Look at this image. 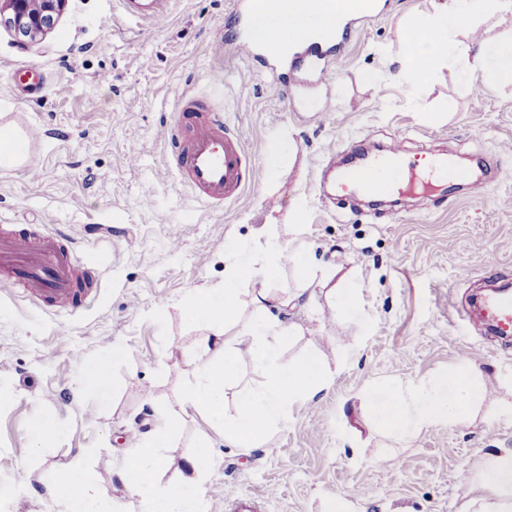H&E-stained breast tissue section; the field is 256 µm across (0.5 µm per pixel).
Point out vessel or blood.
Returning a JSON list of instances; mask_svg holds the SVG:
<instances>
[{
  "label": "vessel or blood",
  "mask_w": 512,
  "mask_h": 512,
  "mask_svg": "<svg viewBox=\"0 0 512 512\" xmlns=\"http://www.w3.org/2000/svg\"><path fill=\"white\" fill-rule=\"evenodd\" d=\"M168 2L117 0L122 15L138 23L158 18ZM274 4L275 0H237L236 26L224 29L218 39L219 51L229 50L252 65H263L269 49L248 37L245 26L250 18ZM279 39L287 47L292 69L312 71L339 61L349 35L342 29L319 38H298L284 31ZM161 137L168 170L197 200L209 206L236 201L256 180L258 167L246 148L243 131L228 127L222 113L204 108L194 97L180 99L173 119L162 124ZM429 169V175H422L417 164L406 162L402 145L396 144L384 154L342 173L339 191L382 197L402 188L425 190L432 182L451 183L463 177L445 156L431 159ZM1 267L9 269L24 292L58 309L77 310L91 297L90 289L78 285L71 249L63 235L29 232L0 235ZM476 316L497 335L511 338L512 292L490 287L478 305Z\"/></svg>",
  "instance_id": "1"
}]
</instances>
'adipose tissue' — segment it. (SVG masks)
I'll return each instance as SVG.
<instances>
[{"label": "adipose tissue", "instance_id": "1", "mask_svg": "<svg viewBox=\"0 0 512 512\" xmlns=\"http://www.w3.org/2000/svg\"><path fill=\"white\" fill-rule=\"evenodd\" d=\"M512 13V0H448L443 10L402 28L399 62L414 83L426 81L440 69L468 79L483 73L512 84V42L490 40L470 51L460 37L469 27L497 14ZM255 255L225 275L223 282L196 292L184 308L186 318L207 327L196 343L194 361L177 407L169 409L155 428L143 436L118 470V478L139 506V512H203L200 487L210 468V455L200 450L188 458L185 471L172 484H162L165 450L182 427L188 411L201 413L238 448L257 447L268 429L286 422L292 406L312 400L331 384L334 373L319 352L288 365L279 349L296 333L294 326L269 314L268 283L287 260L301 258L295 269L302 284L332 283L339 305L355 307L362 290L353 277H337L334 269L307 257L304 242L283 245L267 232L255 238ZM254 284L255 316L241 320L243 284ZM245 354L263 373L258 389L242 394L234 409L226 407V390L237 377L236 358ZM485 395L480 371L463 364L437 380L402 385L374 383L367 391L380 429L408 441L430 427L469 421ZM480 493L461 512H512V451L485 454L476 467ZM50 495L60 512H127L124 503L97 488L84 456H76L56 477Z\"/></svg>", "mask_w": 512, "mask_h": 512}]
</instances>
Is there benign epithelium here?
I'll return each instance as SVG.
<instances>
[{"label": "benign epithelium", "mask_w": 512, "mask_h": 512, "mask_svg": "<svg viewBox=\"0 0 512 512\" xmlns=\"http://www.w3.org/2000/svg\"><path fill=\"white\" fill-rule=\"evenodd\" d=\"M68 0H0V26L21 42H34L52 32Z\"/></svg>", "instance_id": "benign-epithelium-1"}]
</instances>
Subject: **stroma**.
Returning a JSON list of instances; mask_svg holds the SVG:
<instances>
[{"mask_svg": "<svg viewBox=\"0 0 512 512\" xmlns=\"http://www.w3.org/2000/svg\"><path fill=\"white\" fill-rule=\"evenodd\" d=\"M376 2V18L353 22L329 78L297 74L290 98L276 81L284 71L276 58L265 70L227 58L223 86L208 83L232 0H170L139 25L114 0H68L55 30L24 45L0 27V82L33 67L47 79L40 94L0 96V127L28 148L26 163L0 166V227L69 236L79 267L100 286L85 309L66 313L0 273V512H56L45 487L81 452L98 487L125 498L116 472L160 411L177 406L190 351L205 333L182 304L221 282L235 245H253L262 227L284 242L301 237L322 264L365 288L346 309L315 282L281 312L298 328L282 362L316 349L336 376L258 447L213 437L205 512H236L241 500L254 512H323L336 498L350 512H459L476 493L470 465L512 450V344L463 319L477 284L512 282V86L484 75L461 81L444 69L413 83L390 63L397 33L446 0ZM185 93L240 127L256 164L271 140L289 141L287 166L222 209L196 201L167 173L158 135ZM396 140L418 160L439 150L490 160L495 178L453 196L415 195L396 212L323 197L319 167L329 148ZM116 344L125 356L104 402L80 378ZM464 362L486 387L470 421L407 442L378 428L364 400L374 381L439 377ZM47 418L57 429L34 450ZM209 431L201 415L186 416L163 482L179 479ZM24 482L35 495H15Z\"/></svg>", "mask_w": 512, "mask_h": 512, "instance_id": "35a3bbf8", "label": "stroma"}]
</instances>
